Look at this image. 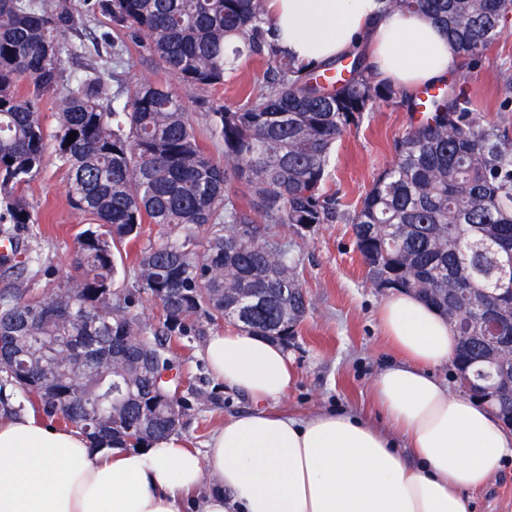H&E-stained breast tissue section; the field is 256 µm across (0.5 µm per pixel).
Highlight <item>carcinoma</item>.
<instances>
[{
  "mask_svg": "<svg viewBox=\"0 0 512 512\" xmlns=\"http://www.w3.org/2000/svg\"><path fill=\"white\" fill-rule=\"evenodd\" d=\"M264 3H94L112 23V56L122 57L130 39L183 82L222 85L243 56L272 65L270 89L207 114L210 134L224 142L220 162L168 87L141 81L122 100L96 67L62 80L66 35L78 24L67 0H0V220L38 223L24 186L43 169L39 105L50 92L58 94L52 140L68 170V197L92 220L76 237L77 277L48 295L0 294V373L35 412L89 438L136 448L178 430L203 390L178 374L173 343L203 335V320H232L281 342L296 335L309 301L287 246L266 225L310 229L336 219L338 199L326 191L336 139L376 102L396 97L357 51L347 55L350 76L332 87L319 77L335 63L297 66L268 40ZM416 9L476 67L502 37L512 0H386L391 12ZM426 109L353 211L356 248L375 285L410 291L448 318L487 291L504 297L507 311L512 139L476 124L470 99L454 88ZM144 224L167 226L170 237L140 248L133 285L117 292L114 249ZM201 227L202 250L193 233ZM144 297L160 307L155 326L134 312ZM501 335L490 353L479 335L459 334L455 359L479 386L512 373L507 320ZM90 352L108 362H77Z\"/></svg>",
  "mask_w": 512,
  "mask_h": 512,
  "instance_id": "obj_1",
  "label": "carcinoma"
}]
</instances>
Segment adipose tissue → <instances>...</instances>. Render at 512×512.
<instances>
[{
	"mask_svg": "<svg viewBox=\"0 0 512 512\" xmlns=\"http://www.w3.org/2000/svg\"><path fill=\"white\" fill-rule=\"evenodd\" d=\"M278 45L308 66L366 49L378 77L410 92L446 80L457 56L424 12L389 13L384 0H265ZM394 360L372 384L378 426L353 411L299 417L275 410L294 377L285 348L237 329L210 336L213 376L253 407L225 421L204 451L177 433L144 449L96 446L35 416L0 419V512H470L512 434L481 401L451 392L433 371L458 337L417 295L396 291L380 311Z\"/></svg>",
	"mask_w": 512,
	"mask_h": 512,
	"instance_id": "ef3b65f1",
	"label": "adipose tissue"
}]
</instances>
